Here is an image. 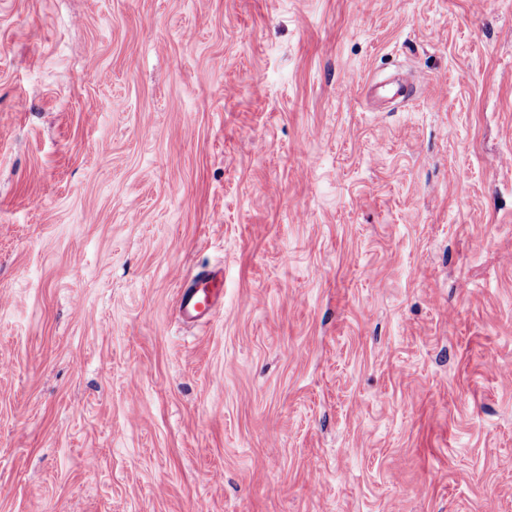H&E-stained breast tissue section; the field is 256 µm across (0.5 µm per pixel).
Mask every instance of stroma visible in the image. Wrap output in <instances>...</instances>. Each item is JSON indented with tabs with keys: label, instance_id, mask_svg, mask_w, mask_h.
<instances>
[{
	"label": "stroma",
	"instance_id": "stroma-1",
	"mask_svg": "<svg viewBox=\"0 0 512 512\" xmlns=\"http://www.w3.org/2000/svg\"><path fill=\"white\" fill-rule=\"evenodd\" d=\"M510 370L512 0H0V512H512ZM178 311L190 321L210 315L223 298L224 289L217 274L200 275L191 284L181 287Z\"/></svg>",
	"mask_w": 512,
	"mask_h": 512
}]
</instances>
